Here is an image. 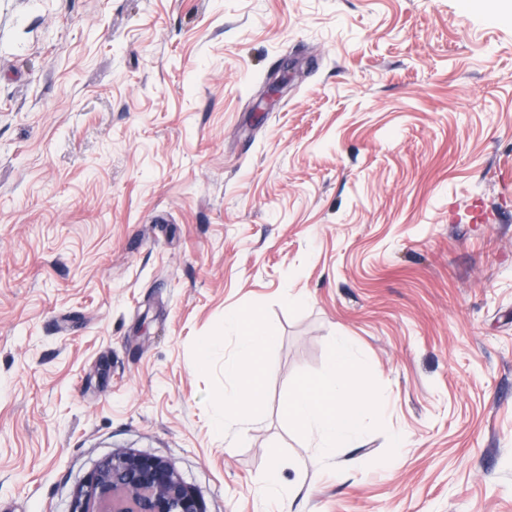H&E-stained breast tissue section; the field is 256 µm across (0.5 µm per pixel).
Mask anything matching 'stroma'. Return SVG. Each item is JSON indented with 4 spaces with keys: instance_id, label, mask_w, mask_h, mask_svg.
Instances as JSON below:
<instances>
[{
    "instance_id": "1",
    "label": "stroma",
    "mask_w": 512,
    "mask_h": 512,
    "mask_svg": "<svg viewBox=\"0 0 512 512\" xmlns=\"http://www.w3.org/2000/svg\"><path fill=\"white\" fill-rule=\"evenodd\" d=\"M229 309L277 338L240 440ZM338 336L387 405L325 459ZM120 450L207 512L275 460L289 512H512V0H0V512Z\"/></svg>"
}]
</instances>
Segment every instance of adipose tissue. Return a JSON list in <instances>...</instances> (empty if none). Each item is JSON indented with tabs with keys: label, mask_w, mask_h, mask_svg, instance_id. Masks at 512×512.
Wrapping results in <instances>:
<instances>
[{
	"label": "adipose tissue",
	"mask_w": 512,
	"mask_h": 512,
	"mask_svg": "<svg viewBox=\"0 0 512 512\" xmlns=\"http://www.w3.org/2000/svg\"><path fill=\"white\" fill-rule=\"evenodd\" d=\"M224 332L239 340L238 354L224 364V376L232 387L224 393V410L215 418L218 427L236 425L245 435L252 414L264 398L262 377L266 355L275 343L255 316L236 311L224 315ZM367 364L359 362L347 338L333 342L332 355L322 373L297 386L289 400L292 420L316 443L322 457L357 443L365 421L382 406L380 395L368 390Z\"/></svg>",
	"instance_id": "1"
}]
</instances>
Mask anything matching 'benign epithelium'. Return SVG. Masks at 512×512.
Instances as JSON below:
<instances>
[{"label":"benign epithelium","mask_w":512,"mask_h":512,"mask_svg":"<svg viewBox=\"0 0 512 512\" xmlns=\"http://www.w3.org/2000/svg\"><path fill=\"white\" fill-rule=\"evenodd\" d=\"M71 512H206L165 459L136 452L105 458L78 490Z\"/></svg>","instance_id":"benign-epithelium-1"}]
</instances>
